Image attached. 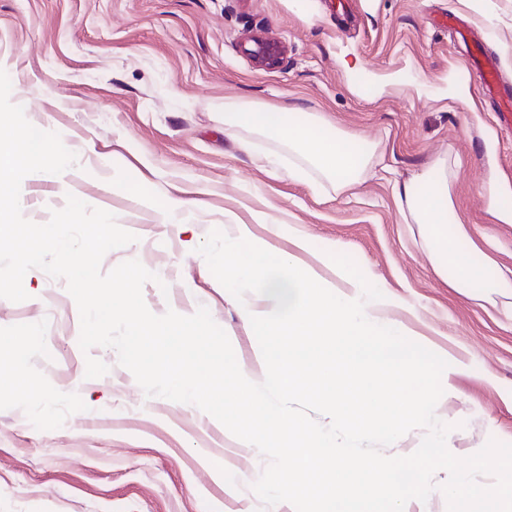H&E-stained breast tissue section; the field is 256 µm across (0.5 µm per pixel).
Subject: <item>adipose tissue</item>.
Here are the masks:
<instances>
[{
    "label": "adipose tissue",
    "mask_w": 512,
    "mask_h": 512,
    "mask_svg": "<svg viewBox=\"0 0 512 512\" xmlns=\"http://www.w3.org/2000/svg\"><path fill=\"white\" fill-rule=\"evenodd\" d=\"M224 112L230 127L284 139L306 151L315 167L340 190L351 189L360 181L373 156L365 143L298 111L228 99ZM454 174L453 166L440 160L404 182L395 193L399 213L404 223L421 226L433 268L445 277L449 287L464 294L479 287L489 289L503 298L505 309L512 311V269L502 268L493 259L479 258L464 222L448 218Z\"/></svg>",
    "instance_id": "ef3b65f1"
}]
</instances>
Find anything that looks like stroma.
<instances>
[{"mask_svg":"<svg viewBox=\"0 0 512 512\" xmlns=\"http://www.w3.org/2000/svg\"><path fill=\"white\" fill-rule=\"evenodd\" d=\"M444 14L512 58V0H0L11 101L76 156L65 179L23 180L22 213L47 223L71 195L112 213L136 240L107 252L102 272L139 261L156 275L142 289L153 314L207 308L259 375L251 322L198 248L227 224L265 237L254 216L275 210L311 236L317 253L304 260L324 277L345 254L404 300L381 317L447 361L452 391L435 414L452 427V454L512 443V316L448 287L394 196L436 159L458 161L455 212L512 267V222L492 216L488 193L512 209V135L437 26ZM250 30L287 45L285 67L241 55ZM228 99L300 108L374 145L361 182L336 192L287 142L228 136ZM23 286L27 300L0 298V344L20 349L32 380L0 379V512H280L252 489L266 456L195 405L146 396L114 349L82 351L64 279L35 268ZM90 357L108 373L86 378Z\"/></svg>","mask_w":512,"mask_h":512,"instance_id":"1","label":"stroma"}]
</instances>
